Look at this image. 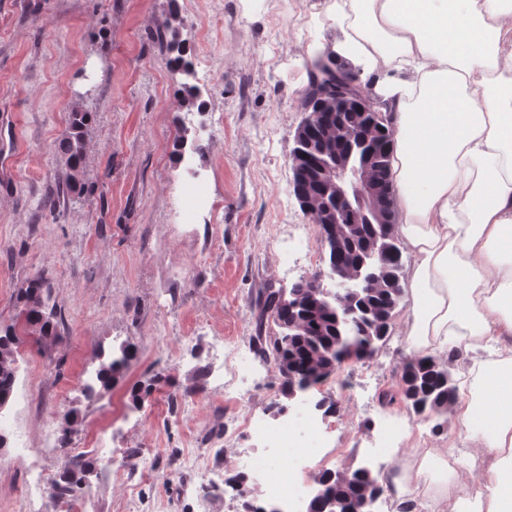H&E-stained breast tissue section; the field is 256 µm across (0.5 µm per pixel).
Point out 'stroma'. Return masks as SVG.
<instances>
[{"label": "stroma", "mask_w": 512, "mask_h": 512, "mask_svg": "<svg viewBox=\"0 0 512 512\" xmlns=\"http://www.w3.org/2000/svg\"><path fill=\"white\" fill-rule=\"evenodd\" d=\"M332 0H0V327L15 326L14 393L4 408L16 430L1 433L0 512H65L57 482L88 467L79 512H246L269 506L263 485L247 479L237 497L200 494L190 467L236 465L255 440L224 442V386L212 371L217 341L242 346L254 369L240 405L274 429L305 439L315 399L334 405L324 470L371 465L405 470L413 448H468L455 426L416 415L397 391L408 344L402 298L386 342L372 358L337 367L309 401L281 395L282 379L256 356L264 289H290L328 268L318 225L308 224L293 192L291 156L306 117L302 100L309 44L332 45L341 32ZM175 18L202 67L167 63L159 24ZM195 87L201 112L185 121L182 85ZM92 113L76 187L56 151L72 110ZM224 115V127L210 115ZM186 140L177 152L178 140ZM197 180L217 202L195 224L181 223L178 187ZM44 279L59 316L57 339L29 340L17 290ZM134 358L93 398L84 388L120 346ZM150 386L141 404L130 391ZM192 416L174 417L177 404ZM69 426L74 449L49 447L50 431ZM104 450L80 447L94 427ZM29 447L16 454V435ZM153 461V477L130 488L115 464Z\"/></svg>", "instance_id": "35a3bbf8"}]
</instances>
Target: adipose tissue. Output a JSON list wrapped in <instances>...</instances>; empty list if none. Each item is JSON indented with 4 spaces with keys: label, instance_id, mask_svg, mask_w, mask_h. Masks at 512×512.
<instances>
[{
    "label": "adipose tissue",
    "instance_id": "obj_1",
    "mask_svg": "<svg viewBox=\"0 0 512 512\" xmlns=\"http://www.w3.org/2000/svg\"><path fill=\"white\" fill-rule=\"evenodd\" d=\"M347 57L391 119L395 230L415 257L405 333L414 354L452 355L453 418L488 476L475 501L435 512H512V0H333ZM422 448L395 512H421L415 476L448 468Z\"/></svg>",
    "mask_w": 512,
    "mask_h": 512
}]
</instances>
